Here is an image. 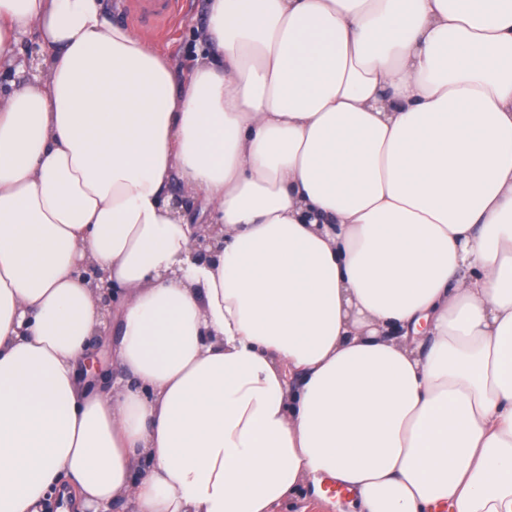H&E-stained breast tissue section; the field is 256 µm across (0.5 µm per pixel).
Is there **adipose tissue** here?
<instances>
[{
    "label": "adipose tissue",
    "mask_w": 512,
    "mask_h": 512,
    "mask_svg": "<svg viewBox=\"0 0 512 512\" xmlns=\"http://www.w3.org/2000/svg\"><path fill=\"white\" fill-rule=\"evenodd\" d=\"M208 4L0 0V512H512V0ZM117 0H107V8L112 14V19L128 26L138 35L154 45L163 55L178 58L183 67L188 69L192 64V51L194 44V30L202 27L207 17L206 0H188L192 3L175 20L169 36L163 41H158L150 34L136 28L124 9L133 6L136 21L140 27H158L170 15L176 0H123V8L118 7ZM146 35V36H145ZM148 36V37H147ZM152 39H150V38ZM217 231L218 228L216 230L213 228L207 235H198L191 240L190 253L197 264L210 261L215 257L218 248Z\"/></svg>",
    "instance_id": "adipose-tissue-1"
}]
</instances>
